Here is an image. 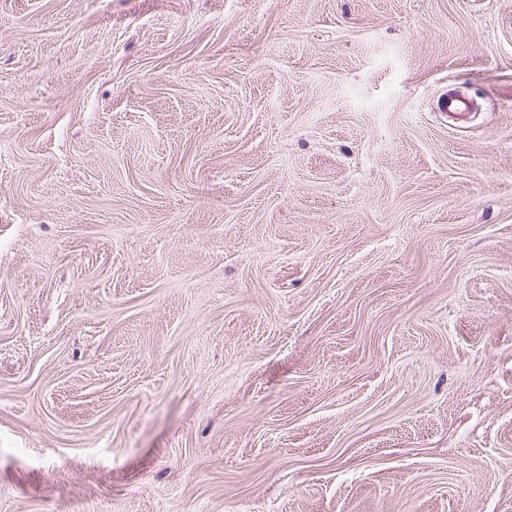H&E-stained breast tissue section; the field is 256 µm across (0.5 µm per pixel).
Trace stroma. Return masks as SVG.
Masks as SVG:
<instances>
[{"mask_svg":"<svg viewBox=\"0 0 512 512\" xmlns=\"http://www.w3.org/2000/svg\"><path fill=\"white\" fill-rule=\"evenodd\" d=\"M0 512H512V0H0Z\"/></svg>","mask_w":512,"mask_h":512,"instance_id":"obj_1","label":"stroma"}]
</instances>
